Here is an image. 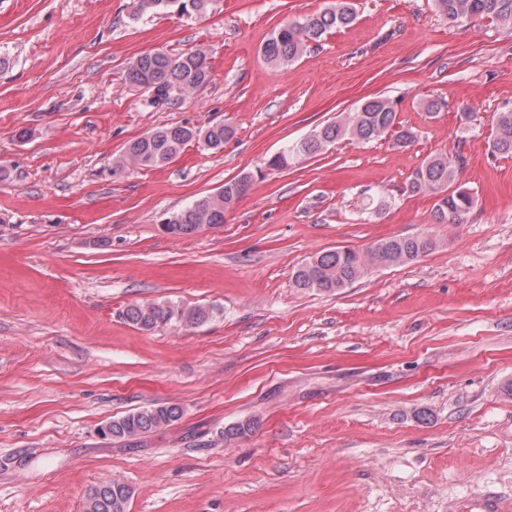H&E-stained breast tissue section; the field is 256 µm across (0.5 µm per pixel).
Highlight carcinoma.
<instances>
[{"instance_id": "carcinoma-1", "label": "carcinoma", "mask_w": 512, "mask_h": 512, "mask_svg": "<svg viewBox=\"0 0 512 512\" xmlns=\"http://www.w3.org/2000/svg\"><path fill=\"white\" fill-rule=\"evenodd\" d=\"M208 0H137L139 13L174 10L180 14L202 13ZM439 12L452 23L480 17L512 31V0H435ZM356 19V11L349 0L323 12L305 16L275 30L261 49L263 58L274 66H287L297 61L310 42H316L333 28L347 27ZM130 83L150 95L153 103L168 100L175 91L191 93L209 82L210 66L201 49L190 50L178 56L155 52L143 54L127 67ZM396 103L382 97L364 101L344 121L323 125L304 139L283 148L265 162L269 171L291 167L343 139L358 142L379 140L394 136L393 145L411 146L417 139L415 130L397 128ZM235 130L224 123L206 127L174 125L159 127L136 139L127 147L116 169L127 165L139 168L159 167L179 154L190 143L203 144L209 149H221ZM492 153L512 157V111L498 113ZM458 170L446 154L429 157L415 172L409 184L410 191L434 196L433 218L437 224H462L474 208L475 197L464 186L452 187ZM252 175L224 183L215 194L195 199L185 208L170 213L162 220L165 233L176 237H190L194 232L220 226L236 200L249 189ZM436 247L426 234L393 237L380 240L364 250L340 248L314 255L293 272L296 287L303 290L338 292L377 268L409 264ZM214 308L188 305L174 301L135 302L128 305L124 317L130 324L151 331L158 327L179 329L196 328L208 322ZM182 408L168 404L144 408L108 422L109 437L126 441L169 427L180 420ZM258 420L247 418L232 423L220 431L226 442L255 433ZM132 495L131 488L119 480H107L93 487L86 495L84 512H126Z\"/></svg>"}]
</instances>
